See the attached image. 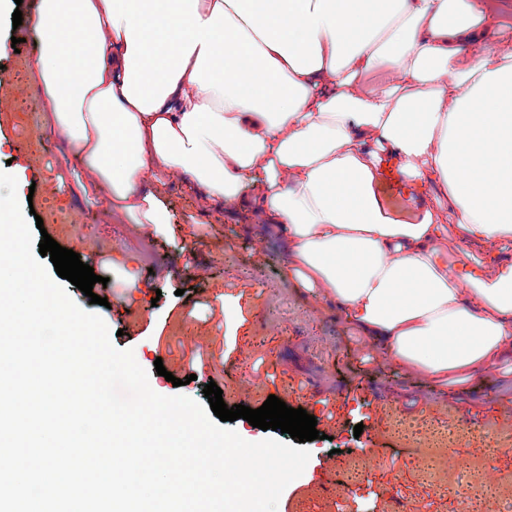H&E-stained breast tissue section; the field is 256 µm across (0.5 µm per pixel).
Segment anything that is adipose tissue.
I'll use <instances>...</instances> for the list:
<instances>
[{"label":"adipose tissue","instance_id":"ef3b65f1","mask_svg":"<svg viewBox=\"0 0 512 512\" xmlns=\"http://www.w3.org/2000/svg\"><path fill=\"white\" fill-rule=\"evenodd\" d=\"M505 0H40L44 123L117 219L159 229L166 179L254 206L288 274L399 370L512 354ZM433 205L379 200L384 161ZM472 251L449 260V231Z\"/></svg>","mask_w":512,"mask_h":512}]
</instances>
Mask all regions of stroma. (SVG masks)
I'll list each match as a JSON object with an SVG mask.
<instances>
[{
  "instance_id": "stroma-1",
  "label": "stroma",
  "mask_w": 512,
  "mask_h": 512,
  "mask_svg": "<svg viewBox=\"0 0 512 512\" xmlns=\"http://www.w3.org/2000/svg\"><path fill=\"white\" fill-rule=\"evenodd\" d=\"M0 43V169H23L47 233L101 276L93 291L106 305L90 304L74 285L66 290L104 320L116 348L133 350L151 388L200 401L213 382L230 407L256 409L274 395L314 415L321 437L309 442L305 470L277 512H458L460 495L474 493L479 479L461 459L481 457L488 427L512 437V407L498 402L512 388V360L444 383L399 371L334 301L289 278L275 227L205 201L189 179L169 181L161 231L115 221L105 202L83 194L87 177L65 143L28 111L41 101L29 80L40 35L5 14ZM141 238L153 245L152 265L134 248ZM158 359L181 387L155 374ZM436 417L460 427L451 485L418 460V431Z\"/></svg>"
}]
</instances>
